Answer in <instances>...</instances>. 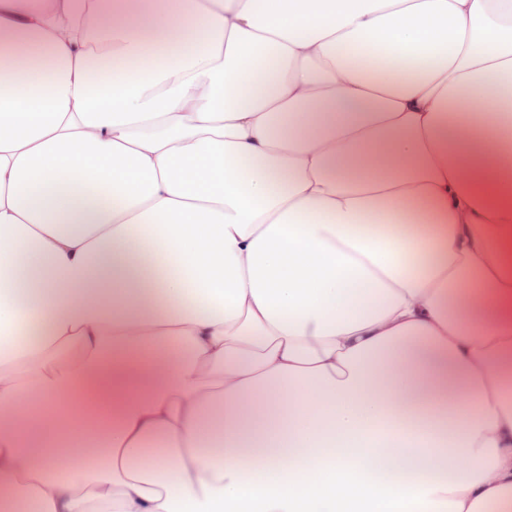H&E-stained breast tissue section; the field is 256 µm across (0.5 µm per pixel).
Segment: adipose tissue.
Here are the masks:
<instances>
[{
  "label": "adipose tissue",
  "instance_id": "obj_1",
  "mask_svg": "<svg viewBox=\"0 0 512 512\" xmlns=\"http://www.w3.org/2000/svg\"><path fill=\"white\" fill-rule=\"evenodd\" d=\"M512 512V0H0V507Z\"/></svg>",
  "mask_w": 512,
  "mask_h": 512
}]
</instances>
